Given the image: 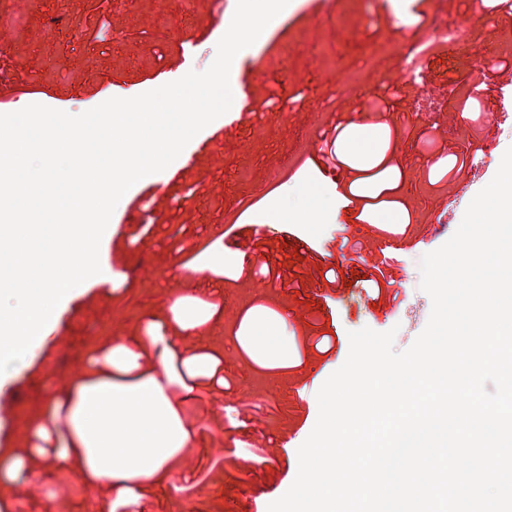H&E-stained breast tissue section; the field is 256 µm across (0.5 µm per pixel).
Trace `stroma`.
<instances>
[{
    "instance_id": "obj_1",
    "label": "stroma",
    "mask_w": 512,
    "mask_h": 512,
    "mask_svg": "<svg viewBox=\"0 0 512 512\" xmlns=\"http://www.w3.org/2000/svg\"><path fill=\"white\" fill-rule=\"evenodd\" d=\"M0 8L9 14L0 50L36 78L27 103L72 115L111 98L113 86L146 92L206 70L216 56L210 0H197L191 15L180 0H0ZM405 8L414 24L389 0H296L266 31L261 52L249 47L234 59L231 73L247 95L242 116L199 132L182 156L126 193L100 244L111 282H83L41 346L10 370L16 409L0 419L7 512H241L255 491L266 512L295 480L316 395L345 362L349 332L392 329L396 350L413 344L431 311L421 257L452 237L469 197L512 147V119L490 130L483 117L512 96V66L501 67L512 63V21L492 0H407ZM435 15L466 24L465 44L441 47L424 69L405 74V54L427 38ZM476 54L488 61L478 76L469 67ZM355 72L356 90L348 82ZM358 122L378 142L362 163L343 150ZM478 147L479 173L451 174ZM306 177L334 185L329 223H305L301 204L288 202L289 188ZM366 196L382 202L364 208ZM385 213L394 222H381ZM145 222L153 229L143 237ZM256 225L269 257L243 273L223 257ZM388 238L401 249L386 259L376 243ZM302 249L326 256L347 298L295 259ZM381 275L401 282L400 291L372 298ZM281 315L287 335L254 343ZM332 329L338 341L317 352L315 340ZM123 347L139 353L137 364L120 358ZM177 354L198 379L167 392L179 424L191 427L188 444L139 482L136 499L119 496L126 478L99 483L66 434L73 390L105 383L133 392ZM66 355L74 372L60 366ZM216 369L229 390L207 383ZM254 441L266 463L251 461ZM49 463L55 475L41 480Z\"/></svg>"
}]
</instances>
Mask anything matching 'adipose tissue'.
<instances>
[{"label":"adipose tissue","instance_id":"ef3b65f1","mask_svg":"<svg viewBox=\"0 0 512 512\" xmlns=\"http://www.w3.org/2000/svg\"><path fill=\"white\" fill-rule=\"evenodd\" d=\"M66 426L85 450L86 469L99 480L119 474L151 478L188 442L153 379L133 394L77 386Z\"/></svg>","mask_w":512,"mask_h":512}]
</instances>
